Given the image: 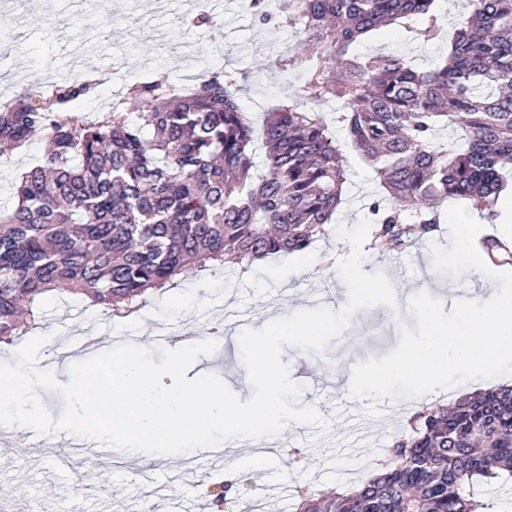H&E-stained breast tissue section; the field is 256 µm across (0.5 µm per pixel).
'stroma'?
I'll return each instance as SVG.
<instances>
[{"label": "stroma", "mask_w": 512, "mask_h": 512, "mask_svg": "<svg viewBox=\"0 0 512 512\" xmlns=\"http://www.w3.org/2000/svg\"><path fill=\"white\" fill-rule=\"evenodd\" d=\"M193 0H0V18L10 29L24 31V39L11 46L12 62L0 77V103L11 100L28 85L48 90L80 77L87 56L97 57L98 86L76 108L88 117L109 111L116 94L149 76L177 85L197 82L208 71L228 68L238 72L239 96L254 119L299 88L298 75L282 78L278 56L301 51L296 29L274 23L260 24L242 0H219L213 12L224 22V39L212 41L195 27ZM447 43L423 44L409 40L405 31L390 28L364 40L360 51L397 50L419 60L442 57ZM45 144L33 140L26 148L0 157V207L10 208L22 173L44 154ZM373 170L358 157L348 159L346 191L334 220L354 225L366 214L368 203L382 193ZM418 249L370 250L365 272L384 271L397 287L399 307H406L414 292L425 290L437 298L448 295L447 276L433 267H420ZM296 254L280 255L251 264L248 269L228 264L211 272L192 267L176 277L173 286L147 292L137 319L108 314L75 295L50 296L33 308L31 335L51 340L41 351L39 368L50 367L58 350L71 361L90 358L118 344L135 341L153 346V331L163 325L194 340L213 337L215 324H223L214 353L199 357L187 378L218 375L241 400L253 388L241 359L238 336L243 329H259L269 322L304 309L327 305L340 308L347 289L339 278L304 271ZM414 325L411 315L397 317L385 306L360 310L341 338L331 340L325 357L285 347L281 357L292 379L303 384V404L316 406L330 426L331 437L311 444L312 427L289 424L263 449L265 465L245 469L234 464L235 453L224 455L221 465L197 461L191 480H180L169 457L141 455L130 459L112 454L110 460L84 459L81 466L62 467L54 458L58 438L10 435L13 455L0 462V493L16 500L35 498L59 512H139L141 500L159 485H168V497L189 501L201 496L203 474L232 477V512L248 507L261 512H298L303 491H345L369 476L370 461L385 453L401 420L413 405L383 401V418L373 431L360 433L345 401L354 364L381 357L399 343L400 324ZM94 337L95 351L82 350L78 340Z\"/></svg>", "instance_id": "stroma-1"}]
</instances>
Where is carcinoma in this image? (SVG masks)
Masks as SVG:
<instances>
[{
  "instance_id": "obj_1",
  "label": "carcinoma",
  "mask_w": 512,
  "mask_h": 512,
  "mask_svg": "<svg viewBox=\"0 0 512 512\" xmlns=\"http://www.w3.org/2000/svg\"><path fill=\"white\" fill-rule=\"evenodd\" d=\"M470 6L447 56L420 68L357 47L391 25L438 39L435 0H281L279 17L305 49L278 68L300 74L303 94L265 113L263 174L237 77L222 68L191 87L137 81L93 122L74 103L94 80L23 89L0 106V148L39 138L48 150L0 209V342L25 335L23 311L47 295L81 294L128 314L191 264L308 250L347 182L334 126L387 191L368 207L374 241L426 240L448 199L496 223L512 174V0ZM195 23L224 37L209 13ZM326 100L340 102L329 120L308 107ZM476 244L491 257L508 241ZM389 456L385 472L351 492L307 496L299 512H478L474 485L501 471L512 478V387L420 407Z\"/></svg>"
}]
</instances>
